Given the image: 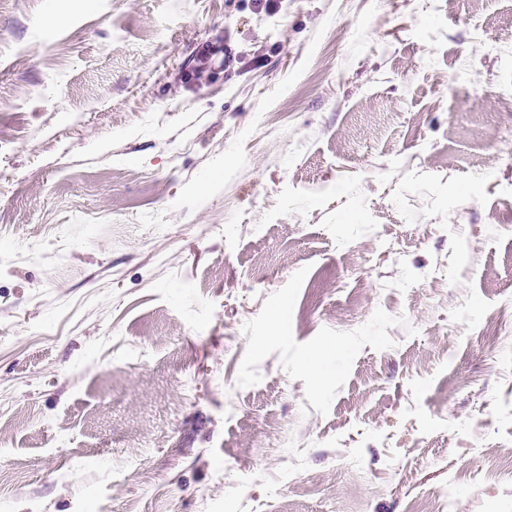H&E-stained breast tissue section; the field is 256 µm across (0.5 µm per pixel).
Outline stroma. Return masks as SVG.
Here are the masks:
<instances>
[{
  "label": "stroma",
  "mask_w": 512,
  "mask_h": 512,
  "mask_svg": "<svg viewBox=\"0 0 512 512\" xmlns=\"http://www.w3.org/2000/svg\"><path fill=\"white\" fill-rule=\"evenodd\" d=\"M509 37L0 0V512H512Z\"/></svg>",
  "instance_id": "1"
}]
</instances>
